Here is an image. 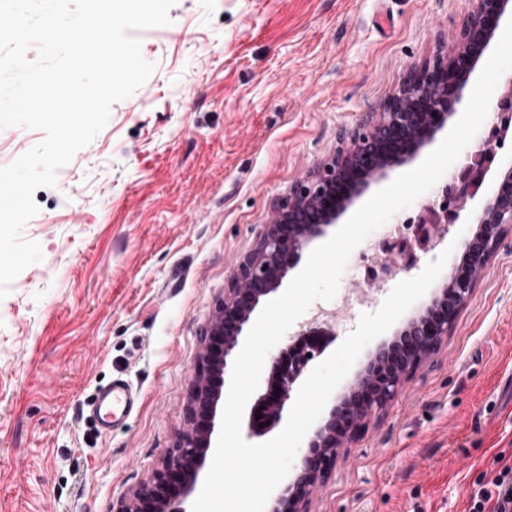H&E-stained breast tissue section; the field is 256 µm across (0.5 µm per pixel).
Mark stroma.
Returning <instances> with one entry per match:
<instances>
[{
	"mask_svg": "<svg viewBox=\"0 0 512 512\" xmlns=\"http://www.w3.org/2000/svg\"><path fill=\"white\" fill-rule=\"evenodd\" d=\"M475 0H177L149 79L34 193L0 300V512H113L186 428L201 336L273 205L448 53ZM139 396L98 430L114 379ZM512 450V229L447 336L344 442L310 512H467Z\"/></svg>",
	"mask_w": 512,
	"mask_h": 512,
	"instance_id": "35a3bbf8",
	"label": "stroma"
}]
</instances>
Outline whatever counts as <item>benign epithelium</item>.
Wrapping results in <instances>:
<instances>
[{
    "label": "benign epithelium",
    "mask_w": 512,
    "mask_h": 512,
    "mask_svg": "<svg viewBox=\"0 0 512 512\" xmlns=\"http://www.w3.org/2000/svg\"><path fill=\"white\" fill-rule=\"evenodd\" d=\"M512 18V0H476L463 21L456 49L411 74L382 108L366 113L351 130L339 133L336 155L298 179L288 196L273 206L272 216L236 270L206 325L202 350L190 382L187 428L166 452L151 480L115 512H167L195 489L209 449L218 433L224 381L260 306L276 294L312 245L329 235L355 201L388 171L413 159L455 114L461 94L502 21ZM509 138V128L486 139L481 159L463 167L445 189L440 212L419 224H434L433 241L443 240L450 224H474V234L460 246L448 279L407 324L381 345L340 402L307 444L298 472L277 496L271 512H309V496L340 458L343 440L354 437L364 419L386 407L403 381L438 347L469 302L479 276L512 224V162L491 169ZM492 174L494 192L474 207L477 188ZM335 335L324 321L301 328L270 361L264 391L250 408L248 435L274 427L311 363Z\"/></svg>",
    "instance_id": "1"
}]
</instances>
